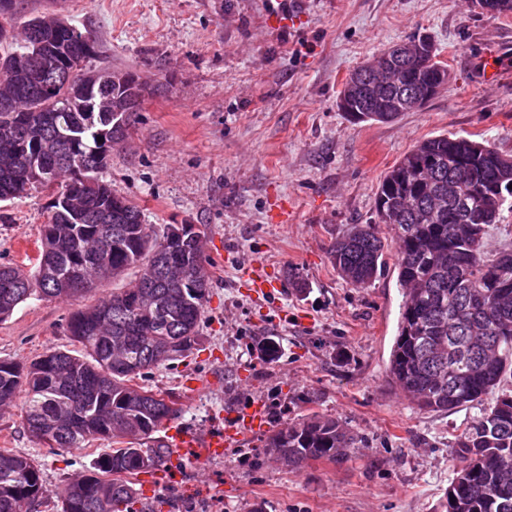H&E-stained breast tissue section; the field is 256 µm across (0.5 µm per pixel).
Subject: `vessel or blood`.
Returning <instances> with one entry per match:
<instances>
[{
    "label": "vessel or blood",
    "mask_w": 512,
    "mask_h": 512,
    "mask_svg": "<svg viewBox=\"0 0 512 512\" xmlns=\"http://www.w3.org/2000/svg\"><path fill=\"white\" fill-rule=\"evenodd\" d=\"M242 278L248 282L256 297L271 298L280 291L278 282L269 280L264 274V265L253 262L242 269ZM233 422L224 429L211 431L208 429L179 430L174 436L172 445L180 453L206 460L222 455L224 450L236 447L244 435L264 430L266 413L263 402L256 401L232 416Z\"/></svg>",
    "instance_id": "obj_1"
}]
</instances>
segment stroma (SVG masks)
I'll list each match as a JSON object with an SVG mask.
<instances>
[{"label":"stroma","instance_id":"stroma-1","mask_svg":"<svg viewBox=\"0 0 512 512\" xmlns=\"http://www.w3.org/2000/svg\"><path fill=\"white\" fill-rule=\"evenodd\" d=\"M92 30L91 68L129 67L155 85L106 178L149 224L206 234L210 301L198 339L145 385L173 393L176 426L221 429L260 400L269 429L315 412L358 435L340 463L296 468L266 455L263 434L175 477L136 478L138 512H437L452 478L455 437L479 407L419 410L386 377L403 301L393 266L368 288L346 284L327 255L356 224L377 223L379 181L419 141L475 135L512 154V15L470 0H21ZM428 36L447 64V90L390 123L337 109L346 78L382 48ZM499 70L497 83L482 75ZM51 197L0 203V264L30 270ZM267 264L282 290L259 302L239 283L242 261ZM137 271L67 300H30L0 322V358L28 363L50 348L79 354L69 312L127 288ZM302 288H294L293 280ZM278 347L263 355L265 341ZM205 381L201 392L187 378ZM35 442L19 405L0 408V449L35 461L55 512L66 479L103 448Z\"/></svg>","mask_w":512,"mask_h":512}]
</instances>
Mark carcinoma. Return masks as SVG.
<instances>
[{
	"instance_id": "carcinoma-1",
	"label": "carcinoma",
	"mask_w": 512,
	"mask_h": 512,
	"mask_svg": "<svg viewBox=\"0 0 512 512\" xmlns=\"http://www.w3.org/2000/svg\"><path fill=\"white\" fill-rule=\"evenodd\" d=\"M57 24L53 14L21 24V40L3 35L0 23V202L29 195L30 171L66 188L67 173L99 182L71 201L53 202L42 226L34 269L0 264V321L35 298L73 297L132 268L130 288L69 314L67 332L82 345L74 355L52 349L21 365L0 359V406L21 403L28 434L52 448H82L111 440L92 465L63 484L59 512H133L132 478L171 464L173 451L156 433L176 416V400L136 380L149 370L182 360L198 338L210 293L203 271L205 232L197 225L169 224L162 234L144 223L140 207L112 193L103 177L111 155L101 154L98 137L127 140L137 123L148 86L128 68L97 71L121 76L111 94L119 112H87L99 97V83L77 82L35 88L31 68L49 69L26 31ZM397 46L379 56L400 69L398 83L382 90L374 122L407 111L408 100L426 95L447 66L420 58L407 63ZM95 51L70 40V66L87 67ZM30 131L42 148H23ZM481 146L478 165L457 161ZM512 155L472 136L441 134L418 142L385 174L377 188L379 223L393 231L382 237L374 224L336 237L329 261L354 288H367L386 267L403 290L398 333L389 358L390 384L419 409L449 412L493 395L455 441L451 485L440 512H512V248L483 251L502 211L512 209ZM479 208L486 221L468 223ZM355 437L338 420L309 413L272 431L266 452L286 467L307 461L339 462ZM43 475L21 454L0 450V512H31L42 497Z\"/></svg>"
}]
</instances>
